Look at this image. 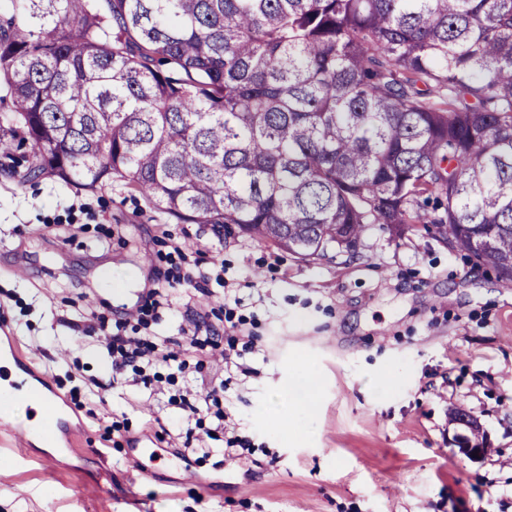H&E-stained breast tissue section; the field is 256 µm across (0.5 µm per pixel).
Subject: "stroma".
<instances>
[{
  "label": "stroma",
  "mask_w": 512,
  "mask_h": 512,
  "mask_svg": "<svg viewBox=\"0 0 512 512\" xmlns=\"http://www.w3.org/2000/svg\"><path fill=\"white\" fill-rule=\"evenodd\" d=\"M175 241L206 276L198 305L250 338L254 369L224 374L228 432L249 450L230 461L213 442L195 482L164 439L170 411L120 383L98 401L106 359L64 322L181 276ZM0 336L82 429L51 460L0 445V512H512V285L473 270L435 225L371 224L353 255L304 261L233 227L177 223L119 182L92 192L0 171ZM456 409L479 422L482 457L454 443Z\"/></svg>",
  "instance_id": "obj_1"
}]
</instances>
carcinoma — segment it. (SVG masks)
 <instances>
[{
  "label": "carcinoma",
  "instance_id": "carcinoma-1",
  "mask_svg": "<svg viewBox=\"0 0 512 512\" xmlns=\"http://www.w3.org/2000/svg\"><path fill=\"white\" fill-rule=\"evenodd\" d=\"M24 177L305 261L438 225L512 284V0H9Z\"/></svg>",
  "mask_w": 512,
  "mask_h": 512
}]
</instances>
